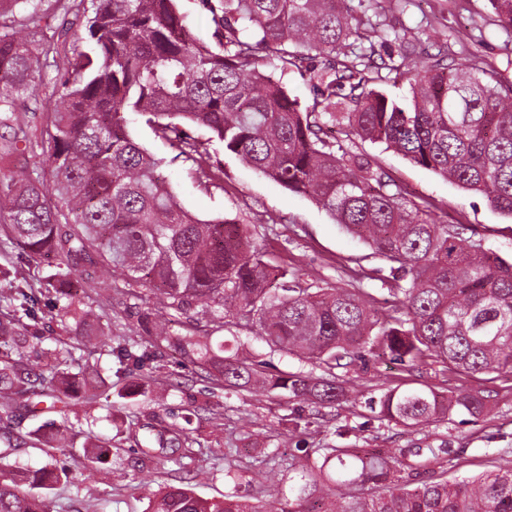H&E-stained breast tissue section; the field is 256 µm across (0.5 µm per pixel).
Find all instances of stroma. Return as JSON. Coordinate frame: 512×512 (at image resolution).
I'll list each match as a JSON object with an SVG mask.
<instances>
[{
    "mask_svg": "<svg viewBox=\"0 0 512 512\" xmlns=\"http://www.w3.org/2000/svg\"><path fill=\"white\" fill-rule=\"evenodd\" d=\"M382 4L378 11L373 0L352 2L357 15L369 21L362 29L365 39L374 41L395 29L438 46L461 35L466 47L455 54L456 63L480 57L503 82H512V35L495 25L488 0H382ZM37 11L46 16L48 33L60 53L85 49L83 15L63 12L57 0H40ZM59 77L58 63L47 62L37 75L34 94L19 107L15 120L0 125V170L14 163L13 156L4 153L1 146L12 140L16 128H24L32 142L45 138L49 109L60 90ZM127 121L136 141L161 159L160 172L186 210L203 220L235 219L254 226L257 245L303 284L361 288L378 300L388 296L386 262L373 256L363 240L348 234L314 200L289 192L253 170L225 151L223 144L211 140L206 129L191 127L189 137L203 143L214 166L224 172L222 180H201L192 159L175 141L157 137L144 116L131 114ZM342 146L388 172L412 197L432 201L439 223L464 225L466 236L512 260V219L493 210L480 195L463 191L384 145L354 138L343 141ZM3 269L9 270L17 283L34 288L41 287L51 272L47 265L29 263L22 248L10 240L8 228L0 224ZM93 275L88 266H73L70 280L77 301L91 309L96 324L111 328L113 342L139 339L142 331L136 324V313L154 304V294L144 292L137 303L118 294L112 296L97 287ZM63 306L59 300L39 311L43 340L24 354L30 369L42 368L46 351L72 348L75 338L64 327ZM178 322L198 328L200 335L211 337L213 343L269 361L279 370H319L315 362L271 353L253 334L231 335L203 315H182ZM147 352L142 373L158 381L152 400L137 395L116 397L108 410L75 405V412L87 415L86 430L112 441L124 454L119 462L108 461L88 471L77 462L75 450L67 449L70 481L50 496L53 505H64L65 512H147L149 503L139 489L143 477L151 478L153 486H186L205 498H220L229 492L251 497L255 494L252 477L262 470L263 460L291 448H376L404 464L413 462V449L440 448L444 451L442 468L451 481L496 470L503 457H512L510 373L460 377L430 360L407 369L372 355L366 367L355 366L349 372L356 389L353 404L318 409L284 392L225 388L207 372L184 361L173 347L151 346ZM388 382L416 387L461 384L486 396L491 410L478 417L460 413L438 426L407 429L373 418L367 407L368 400L379 396ZM196 408L200 416L185 423V414ZM183 424L188 425L193 438L192 458L186 465L163 460L141 464L138 450L145 447L151 428Z\"/></svg>",
    "mask_w": 512,
    "mask_h": 512,
    "instance_id": "1",
    "label": "stroma"
}]
</instances>
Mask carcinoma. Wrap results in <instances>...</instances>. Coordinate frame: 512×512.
Returning <instances> with one entry per match:
<instances>
[{
	"instance_id": "cac0c4a2",
	"label": "carcinoma",
	"mask_w": 512,
	"mask_h": 512,
	"mask_svg": "<svg viewBox=\"0 0 512 512\" xmlns=\"http://www.w3.org/2000/svg\"><path fill=\"white\" fill-rule=\"evenodd\" d=\"M30 0H0V112H13L33 93L41 58L57 52L49 41L18 35L12 17ZM85 16L87 50L65 57L62 93L42 142L51 183L20 165L0 171V224L9 227L28 258L56 260L46 288L8 283L0 293V410L14 417L34 410L36 398L59 402L81 394L96 402L88 368L69 372L58 354L36 373L23 364L41 341L35 324L41 297L69 280L71 264L101 266L126 285L123 294L155 293L145 319L158 341L229 388L289 395L320 407L346 402L350 380L336 374L375 350L399 364L430 357L461 375L512 373V262L466 238L459 226L440 224L428 201L416 202L390 176L324 138L325 129L380 143L414 164L483 196L512 218V84L480 58L459 68L448 45L419 51L394 33L399 60L383 64L391 80L406 79L411 99L401 104L371 84L374 45L354 49L360 21L351 0H201L211 15L216 47L200 44L176 0H91ZM497 26L512 31V0H489ZM308 76L312 98L291 96L275 71ZM147 116L163 138L181 139L182 126L203 127L224 150L290 192L312 198L348 233L390 264L393 308L375 306L361 289L303 287L271 264L252 242L250 225L202 220L176 201L159 161L130 134L126 114ZM206 305L212 321L260 336L273 352L316 361L323 374L268 373L265 363L222 355L193 328L171 330L170 312ZM90 311L69 301L66 315L85 336L97 335ZM119 371H142L136 343L111 349ZM377 417L407 428L440 424L462 412L479 416L488 401L457 388L386 385L368 402ZM76 419L55 433L0 432V512H50L48 495L69 483L56 457L41 469L23 467V447L65 451ZM149 458L176 463L167 444L190 441L189 431L157 432ZM448 448L418 449V467L438 464ZM120 455L111 442L89 436L84 467ZM288 470L303 484L280 512H512V467L450 482L440 476L413 482L393 457L354 448H328L318 458L292 449ZM150 512H267L232 493L207 499L184 487L157 494L141 483Z\"/></svg>"
}]
</instances>
